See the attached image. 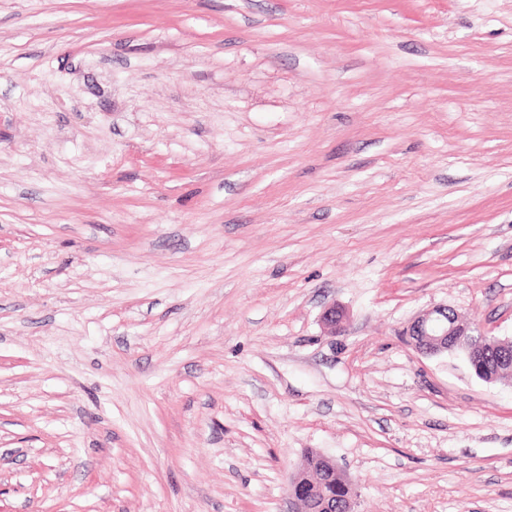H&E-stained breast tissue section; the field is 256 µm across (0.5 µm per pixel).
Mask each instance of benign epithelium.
I'll use <instances>...</instances> for the list:
<instances>
[{"label":"benign epithelium","mask_w":512,"mask_h":512,"mask_svg":"<svg viewBox=\"0 0 512 512\" xmlns=\"http://www.w3.org/2000/svg\"><path fill=\"white\" fill-rule=\"evenodd\" d=\"M330 335H336L344 319L342 310L331 306L323 315ZM407 336L414 347L426 355H438L463 347L466 350H499L501 368L512 371V342H501L494 337L474 333L472 325L462 321L447 306L423 311L410 324Z\"/></svg>","instance_id":"1"}]
</instances>
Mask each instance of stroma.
Here are the masks:
<instances>
[{
  "mask_svg": "<svg viewBox=\"0 0 512 512\" xmlns=\"http://www.w3.org/2000/svg\"><path fill=\"white\" fill-rule=\"evenodd\" d=\"M436 305L512 341V0H0V512H512ZM335 466L336 476L335 472L332 474ZM299 471H305L318 479L316 486H311L309 490H312L313 498H319V500L312 503L311 509L308 512H347L349 488L345 481L350 486L351 484L346 479L345 481L343 480L339 473V468L329 457L311 450L306 456L303 468ZM324 497H332L334 499L336 497V502L321 499Z\"/></svg>",
  "mask_w": 512,
  "mask_h": 512,
  "instance_id": "35a3bbf8",
  "label": "stroma"
}]
</instances>
